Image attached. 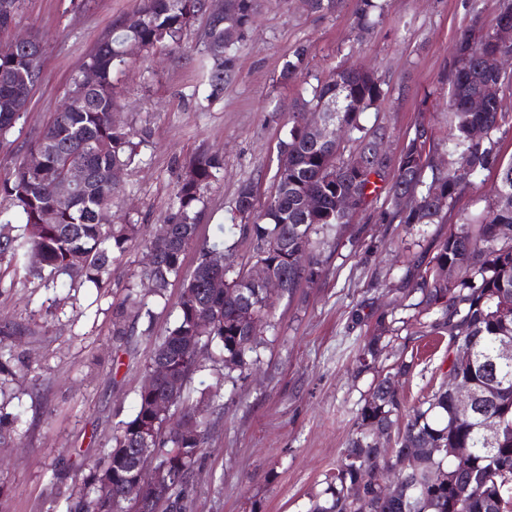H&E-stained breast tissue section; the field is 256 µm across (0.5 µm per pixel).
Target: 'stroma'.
Instances as JSON below:
<instances>
[{"mask_svg": "<svg viewBox=\"0 0 512 512\" xmlns=\"http://www.w3.org/2000/svg\"><path fill=\"white\" fill-rule=\"evenodd\" d=\"M138 3L88 0L76 10L70 0H26L16 30L41 39L43 73L12 133L13 152L0 153V177L58 110L82 58L116 16ZM498 6V0H387L383 18L361 32L353 25L355 0H340L331 13L310 11L304 0H255L252 29L234 53L236 76L213 100L203 93L208 18L199 16L183 50L128 59L118 75L114 118L149 139L121 178L113 219L153 235L171 209L183 164L196 153H216L224 165L202 193L199 239L223 235L238 256H249L251 241L232 231L237 190L252 184L261 203L274 193L291 105L304 82L342 62L383 81L388 94L366 121L387 128L392 154L423 126L433 132L427 151L443 160L444 79L454 42L466 28L490 27ZM302 45L309 53L301 79L282 83L284 63ZM495 180L489 172L478 175L444 223L412 225L381 222L388 186L379 183L335 246L323 250L320 276L294 297L275 298L272 321L259 334L261 361L247 380L226 383L213 363L195 375L191 390L209 426L186 512H306L310 495L339 461L373 380L356 371L371 337H379L388 363L412 361L399 380L407 405L437 390L448 374V338L420 332V273L448 233L483 209ZM144 255L143 246L131 247L101 292L71 294L36 282L0 289V326L16 321L32 328L27 336L0 335L12 354L9 409L21 414L12 447L0 450V512H62L88 465L109 446L116 423L132 416L145 367L176 318L181 286L173 280L152 319H130V335L114 339L112 307L138 284Z\"/></svg>", "mask_w": 512, "mask_h": 512, "instance_id": "obj_1", "label": "stroma"}]
</instances>
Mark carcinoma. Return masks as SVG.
<instances>
[{
  "label": "carcinoma",
  "mask_w": 512,
  "mask_h": 512,
  "mask_svg": "<svg viewBox=\"0 0 512 512\" xmlns=\"http://www.w3.org/2000/svg\"><path fill=\"white\" fill-rule=\"evenodd\" d=\"M205 0H139L136 10L117 16L111 28L82 59L67 100L49 123L27 144L13 171L0 179V195L10 202L12 213L0 212V277L17 271L21 260L39 253L37 263L24 266V278L37 279L55 288L59 279L73 291L85 287L108 288L112 272L134 243L154 255L139 272L145 293L131 291L121 306L112 311V335H130L128 313L137 319L153 316L146 301L167 300L171 279L180 275L188 248L197 247V265L182 281V288L195 294L196 301L180 295L177 317L158 341L145 379L136 393L133 415L118 422L112 446L89 467L80 497L66 512H128L129 505L112 495L100 494L101 486L121 487L138 463L172 467L175 479L167 512H182L186 489L205 441L206 422L186 392L178 396L174 409L189 432L172 437L164 419L152 410L154 397L163 392L156 366L181 373L183 386L203 368L205 355L224 370V381L244 380L259 361L261 345L248 333L239 318L243 304L269 319L274 301L251 278L252 268L263 262L284 274L288 297L304 282L321 273L322 261L315 253L313 237L336 235L349 217L340 209L346 195L364 202L376 181L387 180L386 171L396 170L389 185L388 205L383 214L400 224H439L447 219L461 194L472 185L471 178L484 171L497 174L498 192L474 220H466L439 245L422 273L419 287L421 312L432 314L429 323L435 334L448 335V366L476 394V408L461 413L448 388L442 386L419 405L408 408L390 384L393 374H406L413 362L400 360L390 369L382 366L378 338L362 347L356 362L360 372L374 378L364 398L355 428L336 469L324 487L309 500L307 512H499V502L512 493V470L503 473L500 463L512 464V359L498 357L499 344L512 340V159L504 161L497 136L512 128V116L500 109V97L486 99L484 108L470 107L473 97L483 93L488 82L502 93L512 87V72L492 74L486 57L496 51L512 53L496 38L499 23L512 20V0H503L493 25L480 38L462 31L448 67V113L450 123L443 140L447 167L439 169L425 155L427 129L415 136L397 157L383 154L389 138L382 126L368 127L364 116L387 95L381 80L362 73L353 65L339 66L325 79L307 84L299 95L297 110L289 113L288 137L279 150L288 152V170L281 173L274 195L257 203L251 184L242 185L234 210L243 224L239 231L253 242L245 262L224 241L197 242L201 193L222 167L216 154L201 152L182 169L171 211L166 217L167 235L143 237L139 224H101L97 215L112 208L118 183L115 169L126 170L140 155L148 134L131 133L112 122L117 92L115 73L125 63V48L140 44L144 56L158 47L174 51L183 41L193 20L204 13ZM23 0H0V31L15 24ZM237 16L233 30L208 20L204 33L209 55L204 92L217 98L234 74L232 51L246 41L254 19V0H229ZM383 0H357L354 24L365 31L372 17L382 18ZM44 46L33 37L30 46L9 57H0V150L11 149L13 129L23 113L4 107L40 82ZM308 49L298 47L280 74L284 83L298 78ZM91 70L97 84L83 90L81 72ZM335 106L336 121L346 130L343 145L331 151L317 143L302 125V110L321 104ZM482 126L484 141L472 137ZM87 168L88 182L65 200L55 192L61 164ZM431 174H426V171ZM317 195L322 204L315 212L303 208V199ZM220 252L225 265H212L210 255ZM214 276L227 278L229 287L220 296L209 288ZM211 315L213 325L199 336L194 323L197 312ZM492 418L501 424L489 438L483 428ZM19 414L6 411L0 403V447L9 445L7 429ZM393 431L397 451L387 459L386 449L371 442L374 431ZM469 448L471 456L461 468L448 459V449ZM402 472L391 488L380 480L390 477L392 464Z\"/></svg>",
  "instance_id": "obj_1"
}]
</instances>
